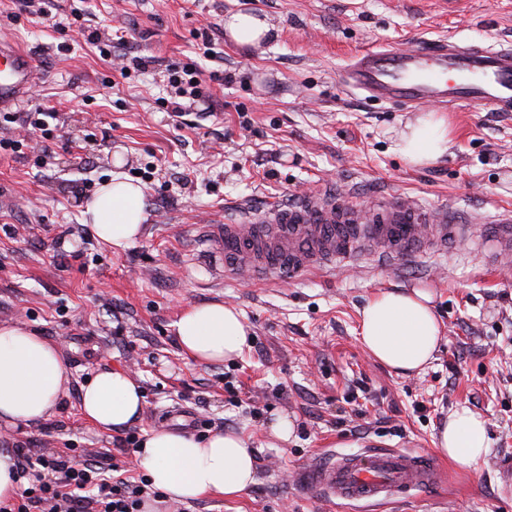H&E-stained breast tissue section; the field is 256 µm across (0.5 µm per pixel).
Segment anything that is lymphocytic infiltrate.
Listing matches in <instances>:
<instances>
[{"label":"lymphocytic infiltrate","instance_id":"obj_1","mask_svg":"<svg viewBox=\"0 0 512 512\" xmlns=\"http://www.w3.org/2000/svg\"><path fill=\"white\" fill-rule=\"evenodd\" d=\"M18 472L28 485L0 512H138L144 482L114 475L111 457L74 467L69 455L19 450Z\"/></svg>","mask_w":512,"mask_h":512}]
</instances>
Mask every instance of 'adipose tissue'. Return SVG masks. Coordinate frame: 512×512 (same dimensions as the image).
<instances>
[{
    "label": "adipose tissue",
    "mask_w": 512,
    "mask_h": 512,
    "mask_svg": "<svg viewBox=\"0 0 512 512\" xmlns=\"http://www.w3.org/2000/svg\"><path fill=\"white\" fill-rule=\"evenodd\" d=\"M452 132L435 112L407 123L393 150L407 165L423 166L447 154ZM84 220L96 236L116 249L128 247L146 219L140 184L116 174L86 202ZM359 339L378 361L402 375L423 369L437 350L441 327L429 296L416 291H381L361 311ZM183 352L200 363H221L242 356L248 345L243 315L221 302L193 304L174 323ZM67 376L56 345L37 332L0 325V418L37 424L49 419ZM139 383L121 369L98 371L82 387L80 410L106 433H118L143 411ZM436 445L441 456L464 468L476 467L490 451L487 422L469 408L451 411ZM140 464L150 484L170 498L190 501L205 495L234 497L255 481L253 452L234 431L205 439L165 428L145 432Z\"/></svg>",
    "instance_id": "ef3b65f1"
}]
</instances>
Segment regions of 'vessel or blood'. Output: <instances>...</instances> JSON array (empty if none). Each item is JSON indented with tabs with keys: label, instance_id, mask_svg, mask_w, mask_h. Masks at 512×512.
<instances>
[{
	"label": "vessel or blood",
	"instance_id": "vessel-or-blood-1",
	"mask_svg": "<svg viewBox=\"0 0 512 512\" xmlns=\"http://www.w3.org/2000/svg\"><path fill=\"white\" fill-rule=\"evenodd\" d=\"M36 79L32 58L1 42L0 108L18 102ZM342 83L408 107L477 102L502 109L512 105V50L463 47L453 41L433 48L371 49L354 57ZM469 228V219L448 204L429 210L397 198L365 209L347 195L319 191L250 211L241 224L214 225L213 241L225 272L284 280L365 256L387 266L401 256L445 248ZM477 243L489 249L493 265H511L512 213L487 225ZM441 481L442 473L429 457L394 448L331 454L299 473L306 494L354 502H384Z\"/></svg>",
	"mask_w": 512,
	"mask_h": 512
}]
</instances>
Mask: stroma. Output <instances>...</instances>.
<instances>
[{
	"label": "stroma",
	"instance_id": "35a3bbf8",
	"mask_svg": "<svg viewBox=\"0 0 512 512\" xmlns=\"http://www.w3.org/2000/svg\"><path fill=\"white\" fill-rule=\"evenodd\" d=\"M83 29L58 32L0 0V38L42 74L17 112L55 111L47 141L0 152V324H22L57 344L66 391L33 426L0 422V448L112 456L133 477L136 452L80 414L82 385L97 371H128L144 409L135 436L163 427L203 438L244 433L256 482L234 499L161 502L158 512H364L362 502L299 492L296 473L330 453L397 448L428 455L444 482L376 504V512H512V271L482 265L466 244L448 252L373 260L258 283L225 273L210 228L241 208L265 207L326 188L363 205L402 196L426 208L451 201L493 223L512 209V112L485 104L442 109L448 153L408 166L392 150L421 107L347 91L340 74L368 49L434 46L453 39L512 47V0H54ZM266 16L269 39L234 42L224 19ZM123 32L111 58L86 40ZM145 60L130 77L120 69ZM196 64L214 107L169 116L168 68ZM233 74L232 83L214 72ZM138 178L147 219L116 251L82 211L112 174ZM426 292L443 323L426 371L400 376L358 339L360 311L382 290ZM236 307L249 331L241 358L194 361L173 323L189 305ZM465 406L489 424L491 448L476 468L435 446L450 411ZM198 427L187 428L183 412ZM294 425L289 440L270 432Z\"/></svg>",
	"mask_w": 512,
	"mask_h": 512
}]
</instances>
